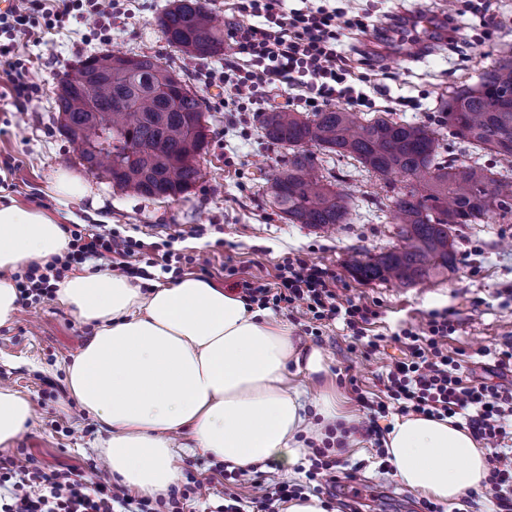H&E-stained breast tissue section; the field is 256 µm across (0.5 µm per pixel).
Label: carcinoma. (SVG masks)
Returning a JSON list of instances; mask_svg holds the SVG:
<instances>
[{
	"label": "carcinoma",
	"mask_w": 512,
	"mask_h": 512,
	"mask_svg": "<svg viewBox=\"0 0 512 512\" xmlns=\"http://www.w3.org/2000/svg\"><path fill=\"white\" fill-rule=\"evenodd\" d=\"M167 44L208 58L224 51V36L201 0H172L158 18ZM81 80L64 78L58 121L90 172L145 198H175L200 178L195 155L208 147L205 102L155 55L101 53L80 61ZM512 60L484 70L474 87L453 92L447 112L452 134L512 163ZM264 137L288 147L270 180L271 196L290 224L321 228L352 221V193L316 172L314 146L350 158L382 177L412 181L392 196L401 245L374 257H353L352 274L365 282L411 286L453 270L452 226L512 218V175L478 162L447 160L439 133L426 124L367 118L344 107L320 112H261ZM129 144L146 151L118 165Z\"/></svg>",
	"instance_id": "obj_1"
}]
</instances>
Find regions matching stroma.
Listing matches in <instances>:
<instances>
[{
  "instance_id": "35a3bbf8",
  "label": "stroma",
  "mask_w": 512,
  "mask_h": 512,
  "mask_svg": "<svg viewBox=\"0 0 512 512\" xmlns=\"http://www.w3.org/2000/svg\"><path fill=\"white\" fill-rule=\"evenodd\" d=\"M168 2L128 0L125 12L113 16L110 40L103 45L90 40L94 21L88 16L17 39L14 54L27 64L40 91L29 102L16 103L9 94L8 67L0 63V199L43 210L63 224H108L147 242L170 241L173 252L208 262L207 272L193 262L185 273L205 275L224 288L229 271L272 283L284 257H304L335 271L347 295L377 303L380 316L372 331L389 339L401 328L424 326L431 311L448 310L455 325L449 351L463 352L467 376L491 379L499 352L512 346V223L493 217L454 226L455 271L425 283L400 287L354 278L351 255L374 256L400 243L390 200L376 196L383 179L345 157L320 162L321 173L353 190L351 223L329 230L288 223L266 183L287 158V148L268 142L252 113L219 104L218 90L197 77L198 58L167 45L158 17ZM486 2L495 17L491 27L472 14L470 0H355L356 12L375 27L394 14L408 20V36L366 38L365 61L358 68L386 83L392 96L419 101L420 110L394 112V119L418 123L423 113L444 111L454 88L475 85L485 68L512 57V0ZM425 18L431 27L422 26ZM112 51L159 55L206 102L210 135L199 161L203 176L180 197L146 199L120 191L80 165L77 146L59 128L60 81L85 57ZM61 169L87 184L86 196L62 204L48 195ZM277 315L302 343L326 353L325 381L351 412L360 410L357 392L381 395L385 374L401 355L397 343L390 340L385 350L365 355L353 349L342 322L323 327L316 340L307 334L302 314L281 309ZM93 333L92 325L53 299L21 306L13 321L0 327V379L26 396L33 410L27 430L5 456L28 455L45 465L93 464L109 477L99 448L105 427L75 406L66 385L67 366ZM349 377L354 385H346ZM342 460L356 475L350 506L357 512H417L420 494L382 468L371 442L358 440Z\"/></svg>"
}]
</instances>
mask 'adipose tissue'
Wrapping results in <instances>:
<instances>
[{"label": "adipose tissue", "mask_w": 512, "mask_h": 512, "mask_svg": "<svg viewBox=\"0 0 512 512\" xmlns=\"http://www.w3.org/2000/svg\"><path fill=\"white\" fill-rule=\"evenodd\" d=\"M67 246L53 217L0 203V326L20 308L13 272ZM56 296L94 328L66 369L69 394L105 424L107 467L135 493L167 496L182 453L242 470L268 460L294 467L307 439L354 421L320 384L321 349L299 347L269 310L210 281L186 276L145 291L118 273L80 271L59 282ZM294 371L303 383L291 381ZM31 417L29 401L1 387L0 447ZM384 446L395 478L443 503L480 489L489 475L487 449L454 418L396 417Z\"/></svg>", "instance_id": "ef3b65f1"}]
</instances>
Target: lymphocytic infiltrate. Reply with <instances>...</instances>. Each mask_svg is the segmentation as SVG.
<instances>
[{"label":"lymphocytic infiltrate","instance_id":"obj_1","mask_svg":"<svg viewBox=\"0 0 512 512\" xmlns=\"http://www.w3.org/2000/svg\"><path fill=\"white\" fill-rule=\"evenodd\" d=\"M297 8H285L284 0H230L225 34L234 52L221 68H205L206 86L224 90L240 110L263 100L266 89L283 84L294 96L287 104L307 112L321 111L332 102H345L352 110H372L374 99L356 82L357 75L347 56L339 49L344 31L366 32L367 26L346 8L313 5L300 0ZM33 0H12L0 11V58H7L12 95L16 102L32 99L38 91L24 63L11 60L12 42L29 28ZM121 0H56L43 9L46 29L63 27L71 16L97 17L94 37L106 43L114 14ZM65 232L68 249L47 264L31 262L13 279L20 299L36 303L53 298L56 285L78 265L90 262L98 269L117 271L129 277L148 278V270L161 266L171 271L174 253L162 251L147 259L145 266L131 264V257L145 249L140 240L104 231L96 225L73 224ZM277 284L251 278L235 281L245 301L266 308L282 307L302 311L310 322L342 321L350 337L361 342L366 353L377 352L383 339L367 336L368 325L379 312L371 304L340 293L331 269L294 256L282 260ZM454 330L447 311L430 313L423 330L405 327L395 333L407 356L396 362L386 375V396L374 401L361 397L366 418L342 428V435L358 434L383 448L385 432L377 424L379 415L389 412L444 419L463 416L473 437L489 447V477L480 494L494 500L498 512H512V454L502 450L507 424L512 421V387L465 377L457 354L448 350ZM239 471L226 473V489L209 512H284L289 501L302 498L301 484L286 486L271 482L258 496L243 500L234 490ZM204 483L189 478L184 488L172 489L168 497L156 500L132 494L128 489L103 482L97 468L43 467L31 457H0V512H185L187 501L209 497Z\"/></svg>","mask_w":512,"mask_h":512}]
</instances>
